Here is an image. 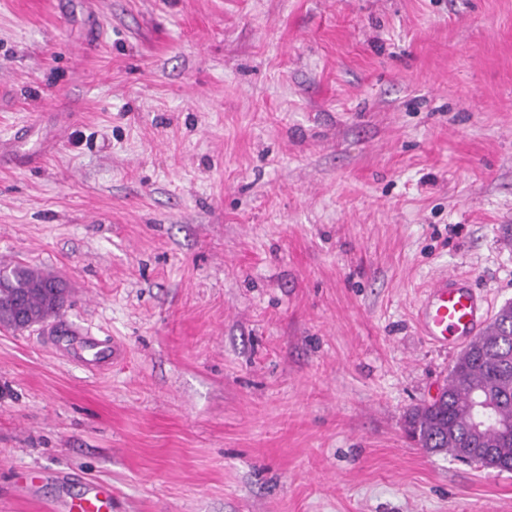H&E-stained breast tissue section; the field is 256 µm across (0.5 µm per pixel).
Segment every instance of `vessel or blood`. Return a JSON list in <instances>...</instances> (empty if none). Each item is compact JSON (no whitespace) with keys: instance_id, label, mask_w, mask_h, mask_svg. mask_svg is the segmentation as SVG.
Listing matches in <instances>:
<instances>
[{"instance_id":"1","label":"vessel or blood","mask_w":512,"mask_h":512,"mask_svg":"<svg viewBox=\"0 0 512 512\" xmlns=\"http://www.w3.org/2000/svg\"><path fill=\"white\" fill-rule=\"evenodd\" d=\"M488 297L459 274L442 275L424 288L416 305L415 319L429 341L454 347L468 346L482 335L490 321ZM61 512H112V489L101 485L82 498L63 501Z\"/></svg>"}]
</instances>
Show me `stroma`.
<instances>
[{
	"label": "stroma",
	"mask_w": 512,
	"mask_h": 512,
	"mask_svg": "<svg viewBox=\"0 0 512 512\" xmlns=\"http://www.w3.org/2000/svg\"><path fill=\"white\" fill-rule=\"evenodd\" d=\"M30 119L0 267L69 304L0 329V512H512L404 433L423 287L512 302V0H0ZM52 508L56 512H112V489L99 485L90 495L53 504Z\"/></svg>",
	"instance_id": "1"
}]
</instances>
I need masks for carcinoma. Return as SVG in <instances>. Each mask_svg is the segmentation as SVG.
<instances>
[{"instance_id":"obj_1","label":"carcinoma","mask_w":512,"mask_h":512,"mask_svg":"<svg viewBox=\"0 0 512 512\" xmlns=\"http://www.w3.org/2000/svg\"><path fill=\"white\" fill-rule=\"evenodd\" d=\"M0 288V327L14 329L17 308L47 321L60 313L57 276L35 266L6 270ZM482 397L496 408L499 424L478 431L474 404ZM406 433L432 453H446L485 469L512 471V306L498 311L489 331L456 359L439 398L413 408Z\"/></svg>"}]
</instances>
